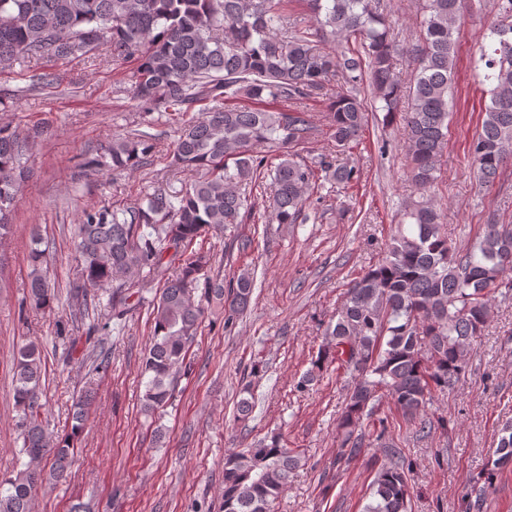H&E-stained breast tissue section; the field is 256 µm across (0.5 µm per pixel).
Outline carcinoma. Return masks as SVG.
<instances>
[{
    "label": "carcinoma",
    "instance_id": "obj_1",
    "mask_svg": "<svg viewBox=\"0 0 512 512\" xmlns=\"http://www.w3.org/2000/svg\"><path fill=\"white\" fill-rule=\"evenodd\" d=\"M295 0H0V65L86 57L104 49L114 61L134 63L128 82L141 112L201 116L180 127L171 164L200 177L177 190L153 184L130 207L82 211L73 241L78 306L101 299L110 286H137L153 321L142 359L147 377L141 413L148 419L172 395L174 377L204 315V304L225 307L232 320L252 294L242 272L229 282L207 274L211 257L193 245L207 230L240 224L255 207L253 189L269 190L268 222L303 224L318 214L325 184L348 190L358 167L337 159L359 144L372 102L383 124L403 126L411 158L409 177L419 192L403 206L385 256L354 278L328 325L307 384L334 364L352 379L338 421L331 462L345 471L362 452L364 421L388 400L421 436L434 428L424 418L433 399L464 377L478 338L493 318L495 293L512 294V224L490 215L469 248L448 243L444 214L430 190L448 141L452 81L461 0H419V38L401 45L380 0H305L316 17L310 28L292 12ZM493 49L480 61L490 84L481 126L468 157L480 187L490 186L512 160V0H494ZM412 70L402 79L398 61ZM250 101L240 105L238 101ZM328 101L317 115L308 102ZM333 149L311 161L299 150L319 125ZM26 139L0 125V247L12 231L11 208L28 176ZM152 137L133 130L102 147L88 167L132 170L146 163ZM278 157L274 166L268 158ZM25 302L51 310L58 300L47 276V252L33 241ZM143 275L141 285L131 281ZM204 281L203 299L191 290ZM105 360L89 362L85 390L73 403L70 430L52 435L42 418V352L31 341L14 358L13 398L20 411L22 448L16 467L0 479V512H32L36 486L68 474L86 411L94 402L93 376ZM391 463L380 468L363 512H407L410 488L394 439ZM302 457L279 434L224 458V512H273ZM512 464V427L501 431L497 458L485 469L490 484Z\"/></svg>",
    "mask_w": 512,
    "mask_h": 512
}]
</instances>
